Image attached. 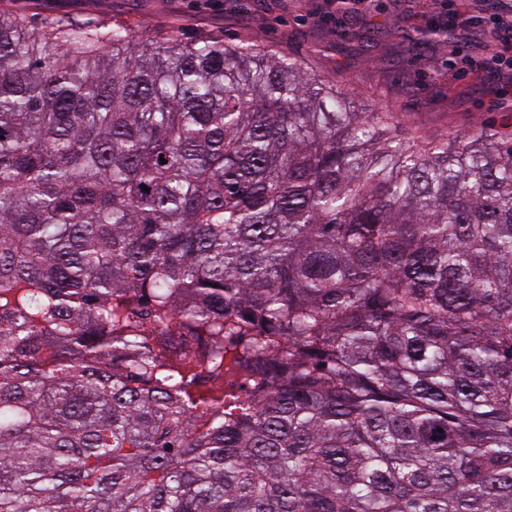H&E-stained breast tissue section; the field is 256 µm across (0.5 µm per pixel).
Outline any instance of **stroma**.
Instances as JSON below:
<instances>
[{
    "mask_svg": "<svg viewBox=\"0 0 512 512\" xmlns=\"http://www.w3.org/2000/svg\"><path fill=\"white\" fill-rule=\"evenodd\" d=\"M442 0H0V10L40 26L58 16L119 21L190 41L214 33L243 37L298 58L344 84L370 112H412L430 129L463 131L512 123V75L484 65L479 42L455 66L449 45L417 46L404 33L430 28Z\"/></svg>",
    "mask_w": 512,
    "mask_h": 512,
    "instance_id": "obj_1",
    "label": "stroma"
}]
</instances>
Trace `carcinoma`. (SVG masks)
I'll list each match as a JSON object with an SVG mask.
<instances>
[{
    "label": "carcinoma",
    "mask_w": 512,
    "mask_h": 512,
    "mask_svg": "<svg viewBox=\"0 0 512 512\" xmlns=\"http://www.w3.org/2000/svg\"><path fill=\"white\" fill-rule=\"evenodd\" d=\"M0 512H512V127L0 12Z\"/></svg>",
    "instance_id": "cac0c4a2"
}]
</instances>
